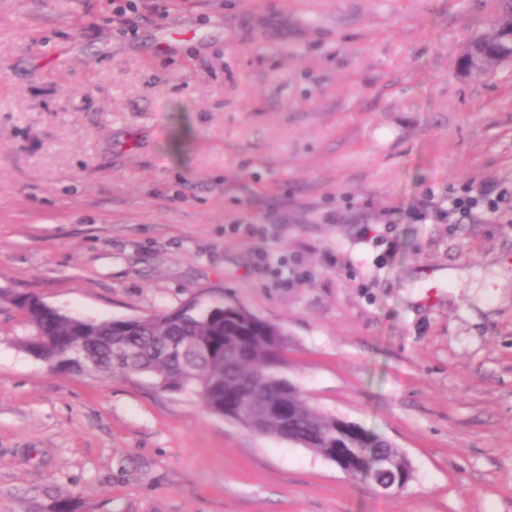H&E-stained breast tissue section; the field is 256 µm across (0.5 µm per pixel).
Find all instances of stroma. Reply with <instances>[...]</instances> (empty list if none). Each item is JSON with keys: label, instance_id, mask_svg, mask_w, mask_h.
<instances>
[{"label": "stroma", "instance_id": "stroma-1", "mask_svg": "<svg viewBox=\"0 0 512 512\" xmlns=\"http://www.w3.org/2000/svg\"><path fill=\"white\" fill-rule=\"evenodd\" d=\"M162 3L0 0V289L236 303L413 477L382 497L149 378L53 371L0 302V512H512V62L461 67L502 0ZM114 1V2H113ZM112 1V13L118 18H124L128 11L132 13L139 12V9L145 10L149 13L150 16L154 18H159V20H164L167 18L168 14H162L159 11V7L155 4V1H146V0H113ZM115 1H125V2H115ZM150 2L151 4H148ZM470 191L462 196L453 198L448 197V204L451 202L452 209L460 214H465L479 205H484L488 210L494 211L497 207L496 200L486 195L472 196L469 195Z\"/></svg>", "mask_w": 512, "mask_h": 512}]
</instances>
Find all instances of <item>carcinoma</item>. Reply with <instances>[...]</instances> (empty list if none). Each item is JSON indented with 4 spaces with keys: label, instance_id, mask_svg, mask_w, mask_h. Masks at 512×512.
<instances>
[{
    "label": "carcinoma",
    "instance_id": "cac0c4a2",
    "mask_svg": "<svg viewBox=\"0 0 512 512\" xmlns=\"http://www.w3.org/2000/svg\"><path fill=\"white\" fill-rule=\"evenodd\" d=\"M511 21L512 0H505L491 33L466 50V56L483 59L481 70L507 61L508 55H487L485 48L503 44L502 26ZM24 321L27 334L19 341L23 349L27 339L36 335L54 336L62 347L81 341L99 356L104 372L110 376L149 373L164 384L163 390L191 391L207 411L218 415L224 414V395L242 392L270 437L289 435L327 460L333 455L341 456V448L347 444L339 431L342 419L318 410L288 379L285 328L265 322L235 303L203 304L197 300L192 309L179 316L165 310L133 321L48 317L32 305ZM193 337L208 340L213 353L187 367L171 353V348ZM277 405L295 410V415L289 417L276 411ZM352 432L361 456L368 462L380 452L402 455L400 449L357 424Z\"/></svg>",
    "mask_w": 512,
    "mask_h": 512
}]
</instances>
